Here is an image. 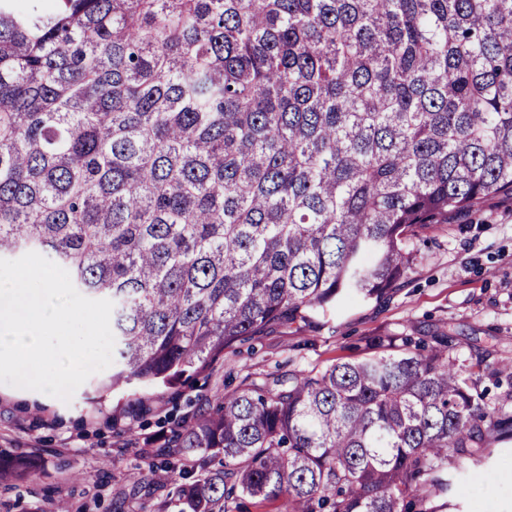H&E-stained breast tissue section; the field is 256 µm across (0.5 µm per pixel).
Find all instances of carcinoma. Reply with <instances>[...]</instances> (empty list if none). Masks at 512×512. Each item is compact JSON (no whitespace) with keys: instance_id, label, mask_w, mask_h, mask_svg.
<instances>
[{"instance_id":"cac0c4a2","label":"carcinoma","mask_w":512,"mask_h":512,"mask_svg":"<svg viewBox=\"0 0 512 512\" xmlns=\"http://www.w3.org/2000/svg\"><path fill=\"white\" fill-rule=\"evenodd\" d=\"M512 195V0H0V258L29 251L114 307L138 395L243 336L382 300L408 237ZM445 332L252 380L166 436L154 512H448L512 439ZM33 459L0 452V476Z\"/></svg>"}]
</instances>
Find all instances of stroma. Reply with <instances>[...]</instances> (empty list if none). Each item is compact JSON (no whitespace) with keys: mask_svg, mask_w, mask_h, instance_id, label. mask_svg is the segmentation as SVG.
I'll return each mask as SVG.
<instances>
[{"mask_svg":"<svg viewBox=\"0 0 512 512\" xmlns=\"http://www.w3.org/2000/svg\"><path fill=\"white\" fill-rule=\"evenodd\" d=\"M415 263L381 301L350 299L327 312L246 336L206 378L178 388L94 400L88 378L70 402L0 383V450L37 458L28 481L0 482V512H135L163 500L162 447L174 422L216 404L218 395L269 373L355 358L371 334L444 330L470 348L512 363V196L493 195L447 221L416 230ZM492 483H484L485 472ZM460 512H512V440L494 439L481 464L454 480Z\"/></svg>","mask_w":512,"mask_h":512,"instance_id":"35a3bbf8","label":"stroma"}]
</instances>
